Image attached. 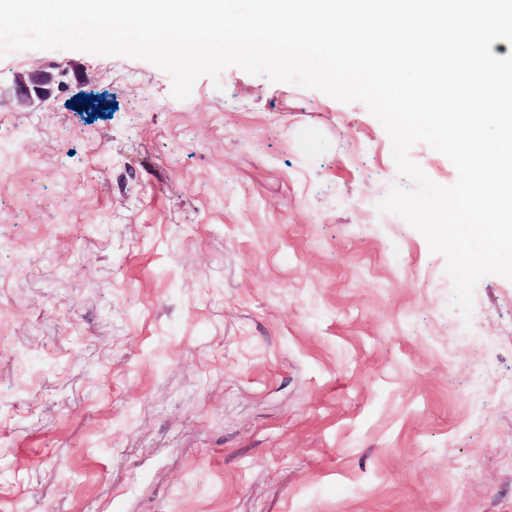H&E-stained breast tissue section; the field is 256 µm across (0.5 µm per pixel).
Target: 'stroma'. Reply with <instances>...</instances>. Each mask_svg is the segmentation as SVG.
<instances>
[{
    "label": "stroma",
    "instance_id": "35a3bbf8",
    "mask_svg": "<svg viewBox=\"0 0 512 512\" xmlns=\"http://www.w3.org/2000/svg\"><path fill=\"white\" fill-rule=\"evenodd\" d=\"M171 90L0 56V512H512V280L452 307L377 209L410 182L363 103L238 67ZM47 79L42 74H34L29 80L20 79L16 82V94L20 101H29L33 97H40L44 93Z\"/></svg>",
    "mask_w": 512,
    "mask_h": 512
}]
</instances>
